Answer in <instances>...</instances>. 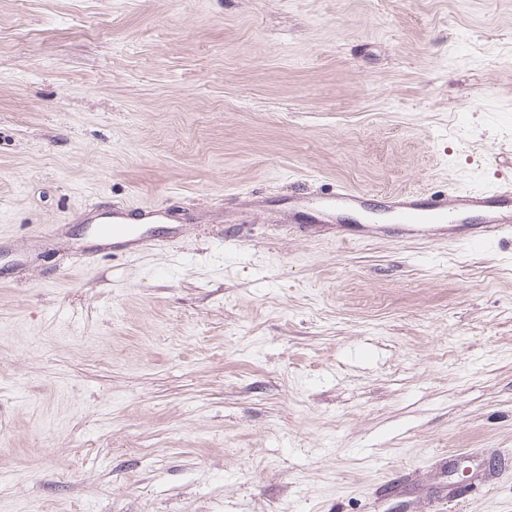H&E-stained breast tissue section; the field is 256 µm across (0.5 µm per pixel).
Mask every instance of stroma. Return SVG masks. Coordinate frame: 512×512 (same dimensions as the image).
Returning <instances> with one entry per match:
<instances>
[{"label":"stroma","instance_id":"35a3bbf8","mask_svg":"<svg viewBox=\"0 0 512 512\" xmlns=\"http://www.w3.org/2000/svg\"><path fill=\"white\" fill-rule=\"evenodd\" d=\"M339 182L512 184V0H0V512H512V237ZM374 197L344 183L336 184L335 190L313 199L309 216L318 223H333L337 221V210L372 213L387 217L389 224H398L408 238L439 237L464 245L512 237L510 185L459 191H400ZM476 215L481 217L479 224L472 223ZM447 223L454 224L448 233L436 227ZM134 210H139L135 212ZM167 212L158 205L138 206L131 210L112 205V212L97 218L94 232L102 241L112 240V250H141L148 245L150 236L141 224L167 223Z\"/></svg>","mask_w":512,"mask_h":512}]
</instances>
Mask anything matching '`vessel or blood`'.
<instances>
[{"instance_id":"b4317fda","label":"vessel or blood","mask_w":512,"mask_h":512,"mask_svg":"<svg viewBox=\"0 0 512 512\" xmlns=\"http://www.w3.org/2000/svg\"><path fill=\"white\" fill-rule=\"evenodd\" d=\"M297 207H310L311 220L332 223L336 213L348 210L387 217L390 223L414 237L439 236L451 243L481 245L512 237V186L448 191H400L371 198L368 192L346 184L321 193L316 199L300 196ZM166 211L157 205L139 210L113 207L94 227L98 239L111 242L116 250H140L150 238L144 224L166 222Z\"/></svg>"}]
</instances>
